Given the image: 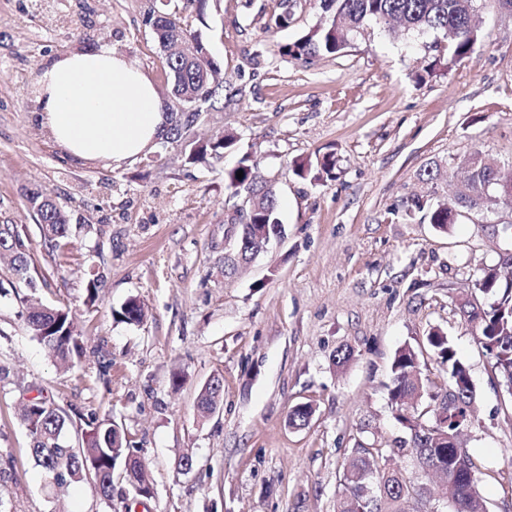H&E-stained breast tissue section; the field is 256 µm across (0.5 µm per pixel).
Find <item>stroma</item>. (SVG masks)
I'll return each mask as SVG.
<instances>
[{
  "mask_svg": "<svg viewBox=\"0 0 512 512\" xmlns=\"http://www.w3.org/2000/svg\"><path fill=\"white\" fill-rule=\"evenodd\" d=\"M280 3L208 0L200 12L194 0H0V224L23 226L38 273L29 286L0 264V512H335L352 449L407 439L389 400L391 361L436 327L475 387L461 444L481 467L479 492L490 512H512V395L454 305L512 250L481 230L512 224V205L448 234L405 214L411 197L452 198L474 152L512 172V12L479 6V41L453 66L442 35L373 22L341 54L306 61L281 49L320 24L322 2L298 0L285 28L274 24ZM163 9L208 39L232 99L136 163L74 162L38 120L43 63L105 44L165 91L146 22ZM225 130L238 141L222 160L186 163V143ZM328 153L332 177L294 173L296 160ZM245 156L278 189L282 235L230 273L239 230L227 219L241 199L224 172ZM427 167L439 178L424 181ZM32 189L70 217L60 248L41 238ZM132 296L147 311L138 325L113 315ZM27 300L76 314L85 353L70 371L22 318ZM341 350L352 353L344 366ZM215 375L224 396L203 418L197 396ZM40 394L66 414L70 445L93 419L125 433L153 498L136 504L120 462L111 498L88 479L58 494L19 417ZM304 403L312 419L290 426Z\"/></svg>",
  "mask_w": 512,
  "mask_h": 512,
  "instance_id": "35a3bbf8",
  "label": "stroma"
}]
</instances>
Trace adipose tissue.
Instances as JSON below:
<instances>
[{
    "label": "adipose tissue",
    "instance_id": "adipose-tissue-1",
    "mask_svg": "<svg viewBox=\"0 0 512 512\" xmlns=\"http://www.w3.org/2000/svg\"><path fill=\"white\" fill-rule=\"evenodd\" d=\"M39 120L70 157L120 167L167 136L166 103L151 79L111 46L47 61Z\"/></svg>",
    "mask_w": 512,
    "mask_h": 512
}]
</instances>
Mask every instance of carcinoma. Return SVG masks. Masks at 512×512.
<instances>
[{
    "label": "carcinoma",
    "mask_w": 512,
    "mask_h": 512,
    "mask_svg": "<svg viewBox=\"0 0 512 512\" xmlns=\"http://www.w3.org/2000/svg\"><path fill=\"white\" fill-rule=\"evenodd\" d=\"M476 0H324L325 20L312 31L282 47V55L292 59L334 56L345 49L350 36L364 23L389 24L394 22L408 32H441L448 38V65H453L469 55L479 41V29L472 22ZM160 47L175 37H191L203 46L208 41L200 34L188 35V30L172 15L160 12L150 19ZM167 83L172 98L178 100L191 92L199 96L202 106L199 112L185 118L183 126L190 127L206 106L216 101L224 104V90L217 99L210 97V83L205 67L222 70L220 62L211 58L206 66L187 64L173 56H165ZM236 138L232 134L216 136L206 142L190 144L185 160L188 163H206L224 157V151L232 147ZM336 167L333 155L326 154L316 163L299 161L293 171L304 178L310 174L318 178L331 175ZM468 178L464 189L457 194V208L473 210L498 204L501 183L511 182L512 175L487 163L479 152L466 161ZM254 165L249 159L224 173V182L236 194L250 193L259 199V206L249 215L252 224H268L275 229L281 226L278 215L276 189L257 180ZM243 177L237 178V172ZM29 206L35 211L44 243L57 248L69 236V218L43 191L27 194ZM407 211L426 212L429 223L443 233L456 224L445 204H431L420 198L407 201ZM9 258L11 271L19 279H31V262L26 241L15 224H0V258ZM476 288L490 299L482 303L480 322L470 327L478 344L493 360V367L508 390L512 391V282L495 265L482 269L476 280ZM117 320L127 324H139L145 316L144 307L136 297L128 298L114 312ZM26 321L33 335L60 364L72 367L84 353L76 316L68 308L41 307L27 314ZM427 348L436 356L448 375V393L439 396L429 394L432 401L453 403V418L465 423L469 420L468 407L473 402L468 367L458 357L448 336L439 329L429 331ZM422 351L404 345L396 350L391 363L390 400L395 407L396 420L410 433V440L398 449L355 448L344 467L340 485L342 492L336 503V512H360L361 501L367 499L364 482L377 474L383 483L385 494L378 496L374 512H406L410 487L416 482L399 475L387 467L390 457L408 454L420 459L427 466H444V481L449 512H488L485 500L477 491L479 469L472 456L464 448H451L448 442L437 440L439 432L453 433L454 422L443 426L436 424L427 429L422 425L425 413L406 412V402L414 401L427 391V382L415 386L411 374L419 366ZM224 393V383L205 384L197 397V409L203 416L212 413ZM22 420L31 441V453L37 466L55 475V487L63 492L76 482L87 478L92 471L94 481L102 496H112V471L118 458L127 447L126 436L112 430L110 423H97L87 432V438L78 449L63 440L66 423L64 412L51 401L38 396L22 409ZM128 483L138 498L148 500L154 495L151 478L145 466L136 459L125 463Z\"/></svg>",
    "instance_id": "obj_1"
}]
</instances>
